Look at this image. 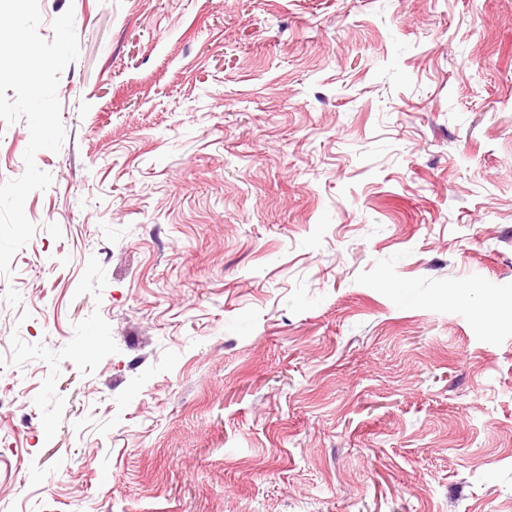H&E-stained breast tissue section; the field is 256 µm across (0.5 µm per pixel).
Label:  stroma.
<instances>
[{
  "label": "stroma",
  "mask_w": 512,
  "mask_h": 512,
  "mask_svg": "<svg viewBox=\"0 0 512 512\" xmlns=\"http://www.w3.org/2000/svg\"><path fill=\"white\" fill-rule=\"evenodd\" d=\"M40 8L0 512H512V0Z\"/></svg>",
  "instance_id": "stroma-1"
}]
</instances>
